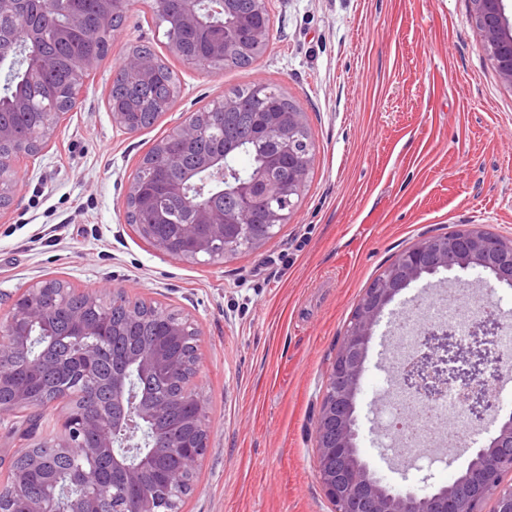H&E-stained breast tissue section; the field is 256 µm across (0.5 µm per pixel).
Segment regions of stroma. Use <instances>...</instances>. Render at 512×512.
<instances>
[{
	"mask_svg": "<svg viewBox=\"0 0 512 512\" xmlns=\"http://www.w3.org/2000/svg\"><path fill=\"white\" fill-rule=\"evenodd\" d=\"M264 55L245 69L200 70L167 48L136 0L81 104L48 148L20 166L0 211V314L46 278L79 292L108 285L175 310L198 332L194 378L207 451L179 512H334L317 476L315 429L336 347L373 279L407 248L472 226L512 241V86L489 60L470 0H266ZM145 44L177 73L180 94L130 134L106 107L112 74ZM280 88L302 112L313 163L288 221L223 262L173 259L127 218L141 158L235 88ZM461 295L469 319L505 323L512 287L477 270L439 271L401 291L375 328L357 398L360 450L386 483L420 484L370 438L395 317ZM63 403L0 421V484L18 449L61 434ZM468 436L440 441L430 473L445 484L471 458Z\"/></svg>",
	"mask_w": 512,
	"mask_h": 512,
	"instance_id": "stroma-1",
	"label": "stroma"
}]
</instances>
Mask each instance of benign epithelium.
<instances>
[{
  "label": "benign epithelium",
  "instance_id": "benign-epithelium-1",
  "mask_svg": "<svg viewBox=\"0 0 512 512\" xmlns=\"http://www.w3.org/2000/svg\"><path fill=\"white\" fill-rule=\"evenodd\" d=\"M76 0H51L49 9L57 11L68 8V27L75 28L82 22V13L70 8ZM169 0H150V10L158 21L166 22L167 33L183 28H204L214 22L215 15L224 14L226 0H179V9L172 13ZM133 0H112V8L101 13L100 25L107 37H112L117 26L113 18L125 14ZM471 20L483 34L486 49L502 78L512 86V14L506 13L505 0H471ZM0 15L20 18L21 26L17 38L5 44L0 42V70L13 71L25 66L24 78L31 80L45 64L41 54L42 27L28 18L24 0H0ZM168 49L184 62L200 69L223 56L225 39L219 38L203 50L188 54L175 38H170ZM95 58L77 59L70 63L71 85L68 102L63 109L47 108L43 136L36 150L46 147L53 139L66 115L78 110L86 78L98 67ZM127 74L149 83L159 77L157 61L151 56L132 54L114 73L113 79ZM112 121L130 133L137 132L128 118L123 104L107 103ZM224 112V101L214 103L211 111L195 112L173 130V134L185 141L198 139L204 130L219 123ZM10 141L13 149L0 153V210L4 198L12 197L19 188L13 177L19 160L28 154L30 139L22 138L0 121V142ZM304 161L297 157L288 171V184L275 192L297 191L302 179ZM204 174L203 182L197 185V193L190 194L185 182L170 186L171 194L182 198L191 211L193 221L187 225L186 236L181 242H165L152 236L155 214L151 202L143 196L139 183L129 187L141 212L138 231L155 247L170 257L186 262L200 258L224 257V235L233 227L234 218L215 208L211 199L213 188L219 193L228 190L245 202L259 199L255 195L256 178L238 180L227 188L228 177L224 176L223 159L206 156L195 170ZM481 268L509 286L512 285V245L503 243L497 236L480 228L464 229L452 235L427 239L403 251L390 265L384 276L371 284L358 304L353 317L339 342L329 373L326 390L317 418V473L327 496L335 506V512H477L479 502L487 495L495 494L494 512H512V487L500 488L502 475L512 471V413L500 416L499 406L485 387L486 363L484 352L474 363L460 364L462 349L456 346L455 329L448 326H430L420 332V346L425 351L409 355L396 369L397 389L418 400L437 399L448 386L467 391L468 410L476 418L491 411L501 418L497 435L490 442L474 449L467 469L452 482L434 491L419 493L410 487L397 488L385 484L370 470L358 448L356 429V401L361 380L366 371V359L373 329L385 307L394 297L413 281L440 268ZM55 288L67 293V285L54 279L35 282L22 289L13 299L11 309H20L21 314L11 313L0 317V363L7 364L17 355L26 357L31 373L45 366L58 368L61 363L45 346L42 329L49 327L55 310L47 306L44 291ZM116 299L112 289L86 293V302L81 309H66L73 341L83 345V356L88 373L93 376L91 387L80 392V405L70 407L64 421V436L52 442L58 453L81 447L90 458L108 457L115 469L126 472L130 479L138 470L149 464L152 458L173 452L183 457L184 469L194 473L200 467L207 449V441L197 439L196 445L163 439L148 426V418L141 412L132 391L131 371L110 374L98 378V365L105 349L103 339L113 335L112 322L102 315L107 301ZM495 320L473 323L468 348L483 345L484 337L491 334ZM131 367L142 373L147 370H178L161 350H155L136 359ZM10 389L11 399L0 403V421L13 417L20 410L33 405V401L22 385H14L9 376L0 374V389ZM118 448H146L148 452L138 463L129 464L119 458ZM471 488L469 497L458 492L459 483ZM100 489V474L93 467H79L68 473L58 495L64 498L65 507L59 508L52 499L33 500L27 503L24 512H98L97 493ZM122 512H161L160 501L152 496L134 499Z\"/></svg>",
  "mask_w": 512,
  "mask_h": 512
}]
</instances>
